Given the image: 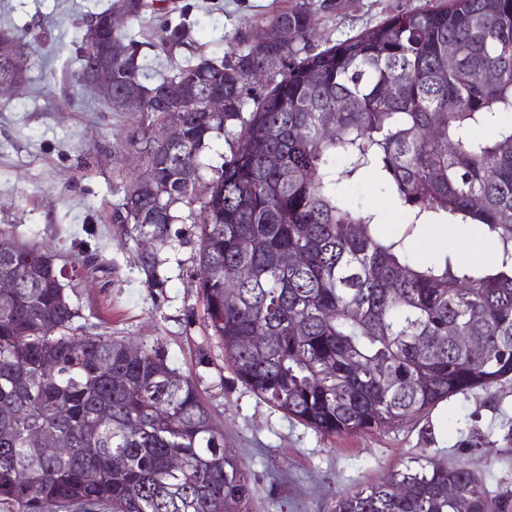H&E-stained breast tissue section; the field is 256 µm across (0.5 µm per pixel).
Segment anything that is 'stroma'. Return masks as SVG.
Wrapping results in <instances>:
<instances>
[{
    "instance_id": "1",
    "label": "stroma",
    "mask_w": 512,
    "mask_h": 512,
    "mask_svg": "<svg viewBox=\"0 0 512 512\" xmlns=\"http://www.w3.org/2000/svg\"><path fill=\"white\" fill-rule=\"evenodd\" d=\"M107 0H0V26H37L41 58L11 94L0 97V232L89 257L93 268L73 302L93 332L153 349L194 381L226 447L249 465L256 492L250 512H331L340 492L367 487L419 453L441 462L479 443L475 471L489 488L512 484V382L456 396L405 424L324 436L246 389L224 362V347L206 327L196 288L198 229L170 227L157 250L158 284L148 287L139 249L112 211L138 176L143 145L137 127L155 132L140 112H114L70 86L79 47L77 24ZM172 22L186 20L189 57L222 59L238 50L256 17L291 0H167ZM425 0H343L315 22L335 42Z\"/></svg>"
}]
</instances>
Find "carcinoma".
<instances>
[{
  "label": "carcinoma",
  "instance_id": "obj_1",
  "mask_svg": "<svg viewBox=\"0 0 512 512\" xmlns=\"http://www.w3.org/2000/svg\"><path fill=\"white\" fill-rule=\"evenodd\" d=\"M340 6L293 0L206 68L199 57L176 60L185 23L167 22L144 43L111 30L106 7L82 17L70 73L73 87L89 88L82 73L110 51L112 93L139 80L142 111L172 124L173 138L149 146L146 159L175 195L134 213L129 234L163 245L170 225H198V288L226 362L254 394L323 436L397 427L512 381V0H429L314 46V15ZM270 27L282 38L265 51L283 67L247 110ZM37 40L0 28V76L25 79ZM146 47L169 62L156 79ZM17 49L26 54L16 69ZM172 80L189 83L178 104L163 97ZM218 95L222 119L201 105ZM224 134L230 154L214 165L208 150ZM186 150L210 188L197 215L183 214L194 190L178 165ZM271 154L288 180L267 165ZM367 174L401 223L385 228L342 192ZM440 225L471 227L491 258L462 262L448 248L418 258L425 231ZM292 252L299 261L282 267ZM57 260L18 241L13 287L0 288V512H249L250 467L224 445L196 385L157 351L76 324ZM226 267L239 271L229 286ZM470 335L483 337L482 354L462 345ZM34 430L70 454L29 447ZM480 452L474 443L439 463L424 449L385 480L341 495L333 512H512V488L493 491L471 468Z\"/></svg>",
  "mask_w": 512,
  "mask_h": 512
}]
</instances>
